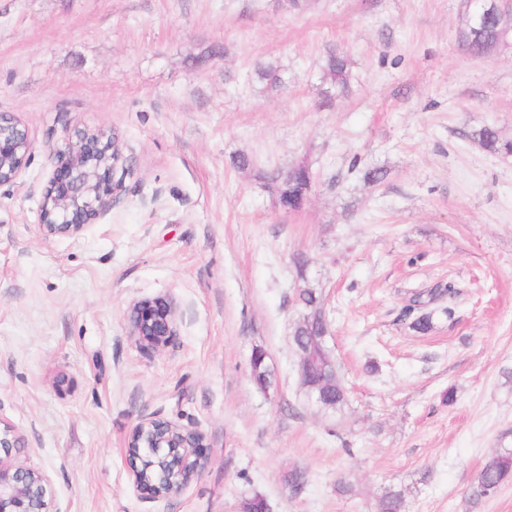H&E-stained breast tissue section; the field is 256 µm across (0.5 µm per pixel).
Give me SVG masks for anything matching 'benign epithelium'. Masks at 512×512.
Returning <instances> with one entry per match:
<instances>
[{"mask_svg": "<svg viewBox=\"0 0 512 512\" xmlns=\"http://www.w3.org/2000/svg\"><path fill=\"white\" fill-rule=\"evenodd\" d=\"M31 141L14 116L0 113V186L16 181L28 164ZM55 165L40 206V230L46 237L76 236L106 215L120 200L128 167L119 141L104 132L65 131L55 149ZM131 335L149 349L166 346L175 336L172 303L155 299L135 304ZM203 435L164 418L136 424L128 445L127 464L136 490L153 501L179 493L198 474L197 449ZM24 447L13 427H0V512H52L46 477L15 461L12 449Z\"/></svg>", "mask_w": 512, "mask_h": 512, "instance_id": "7a95c632", "label": "benign epithelium"}]
</instances>
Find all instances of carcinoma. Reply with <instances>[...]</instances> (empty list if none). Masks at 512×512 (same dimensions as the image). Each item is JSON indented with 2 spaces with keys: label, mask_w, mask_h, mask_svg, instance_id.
Returning <instances> with one entry per match:
<instances>
[{
  "label": "carcinoma",
  "mask_w": 512,
  "mask_h": 512,
  "mask_svg": "<svg viewBox=\"0 0 512 512\" xmlns=\"http://www.w3.org/2000/svg\"><path fill=\"white\" fill-rule=\"evenodd\" d=\"M468 4L467 13L471 17L470 26L460 35L462 47L475 59L483 57L496 44V27L482 19L480 4L474 0H465ZM325 76L330 80L331 87L345 93L349 90V61L342 51L332 50L326 55ZM475 139L487 150L504 155H512V141H503L491 127H483L475 134ZM269 180L277 185L280 202L290 206H298L303 192L314 185L312 170L305 164L294 167L291 178L281 172L269 174ZM303 314L295 323L293 331L296 338L308 344L315 342L323 351L322 369L312 372L307 383L320 395L317 402L325 411H338L347 400L343 379L339 366L327 347L324 334L327 333L326 314L321 305L320 294L313 288H303L298 292ZM412 317L410 328L419 334L430 332L433 327V315L430 312L416 313L414 307L405 310ZM253 380L258 384L268 383V371L263 354L255 353L250 361ZM512 473V448H501L489 456L479 473L478 481L472 496L476 499L489 497L496 493L500 484ZM405 500L399 491H388L380 501V512H402Z\"/></svg>",
  "instance_id": "carcinoma-1"
}]
</instances>
